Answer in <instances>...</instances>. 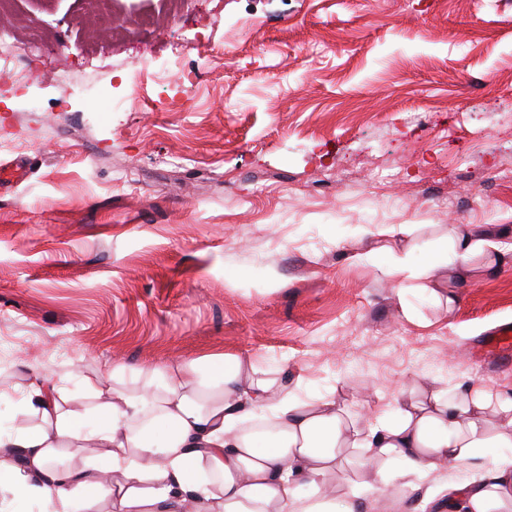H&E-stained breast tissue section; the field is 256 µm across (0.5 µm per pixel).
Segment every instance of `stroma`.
<instances>
[{
	"mask_svg": "<svg viewBox=\"0 0 512 512\" xmlns=\"http://www.w3.org/2000/svg\"><path fill=\"white\" fill-rule=\"evenodd\" d=\"M34 32L0 70V430L36 370L77 396L116 360L247 355L363 425L512 391V250L426 292L451 228H512V0H15L0 44Z\"/></svg>",
	"mask_w": 512,
	"mask_h": 512,
	"instance_id": "obj_1",
	"label": "stroma"
}]
</instances>
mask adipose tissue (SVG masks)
Segmentation results:
<instances>
[{"label": "adipose tissue", "instance_id": "ef3b65f1", "mask_svg": "<svg viewBox=\"0 0 512 512\" xmlns=\"http://www.w3.org/2000/svg\"><path fill=\"white\" fill-rule=\"evenodd\" d=\"M504 251L489 229L459 228L440 253L458 280L475 257L493 271ZM18 403L32 426L0 432V512L37 502L42 512H357L386 480L469 465L476 476L448 489L454 512L512 507V393L436 382L403 392L395 413L359 428L334 396L296 397L248 356L154 364L113 363L89 379L93 409L72 403L50 374ZM103 451L102 459L91 449ZM343 475V493L330 483ZM312 487L300 503V486Z\"/></svg>", "mask_w": 512, "mask_h": 512}]
</instances>
